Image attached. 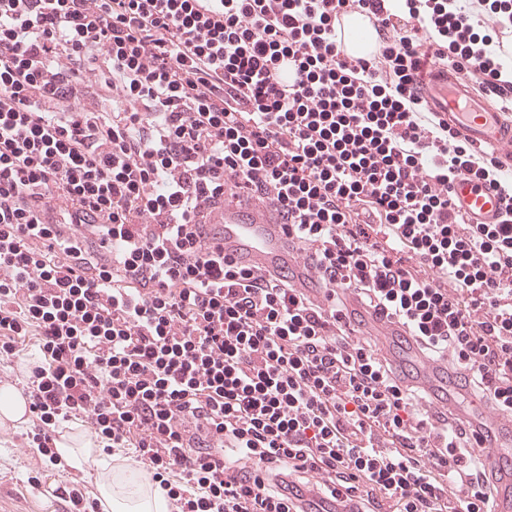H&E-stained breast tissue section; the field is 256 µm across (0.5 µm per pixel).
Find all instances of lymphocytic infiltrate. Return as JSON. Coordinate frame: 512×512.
<instances>
[{
	"label": "lymphocytic infiltrate",
	"mask_w": 512,
	"mask_h": 512,
	"mask_svg": "<svg viewBox=\"0 0 512 512\" xmlns=\"http://www.w3.org/2000/svg\"><path fill=\"white\" fill-rule=\"evenodd\" d=\"M354 10L379 23L366 59L336 40ZM511 35L512 0H0V382L68 512H102L56 450L76 421L168 512H306L310 486L352 512H492L471 421L402 383L346 294L512 413V186L416 90L436 58L512 103L491 53ZM463 177L498 188L499 223L454 208ZM254 193L328 308L206 245Z\"/></svg>",
	"instance_id": "1"
}]
</instances>
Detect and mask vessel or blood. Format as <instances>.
<instances>
[{
    "mask_svg": "<svg viewBox=\"0 0 512 512\" xmlns=\"http://www.w3.org/2000/svg\"><path fill=\"white\" fill-rule=\"evenodd\" d=\"M336 39L347 57H367L375 48L374 22L363 12L338 14ZM419 91L431 111L442 113L449 128L457 130L475 147L492 151L502 161L503 172L512 171V122L504 121L499 110L485 98L475 95L468 83L457 78L452 67L431 60ZM452 193L471 223H497L502 203L496 190L459 180ZM213 225L225 255L236 264L264 271H275L283 266L291 268L293 286L303 289L317 305H326L325 293L318 285L311 261L286 247L283 227L269 204L255 197L241 205L225 203L214 214ZM347 307L349 312L361 315L362 334L376 337L381 353L392 365H399L404 359L415 365L411 384L428 392L442 390L441 406L459 408L462 395L445 375L447 360L427 356L414 343L407 344L403 354H395L393 339L406 335L404 325L365 309L353 294L347 298ZM479 414L492 427L485 439L490 450L486 466L493 474L492 512H512V469L503 466L506 456L512 454V415L502 414L488 405L481 406Z\"/></svg>",
    "mask_w": 512,
    "mask_h": 512,
    "instance_id": "1",
    "label": "vessel or blood"
}]
</instances>
